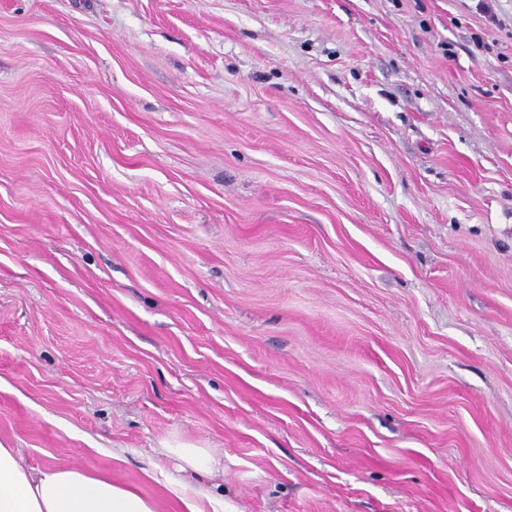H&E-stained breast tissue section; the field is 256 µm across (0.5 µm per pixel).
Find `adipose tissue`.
Returning <instances> with one entry per match:
<instances>
[{
  "label": "adipose tissue",
  "instance_id": "adipose-tissue-1",
  "mask_svg": "<svg viewBox=\"0 0 512 512\" xmlns=\"http://www.w3.org/2000/svg\"><path fill=\"white\" fill-rule=\"evenodd\" d=\"M0 512H154L134 491L91 472L50 466L26 469L18 451L0 444Z\"/></svg>",
  "mask_w": 512,
  "mask_h": 512
}]
</instances>
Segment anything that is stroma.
Segmentation results:
<instances>
[{
    "label": "stroma",
    "instance_id": "stroma-1",
    "mask_svg": "<svg viewBox=\"0 0 512 512\" xmlns=\"http://www.w3.org/2000/svg\"><path fill=\"white\" fill-rule=\"evenodd\" d=\"M476 4L0 0V443L155 512H512ZM165 451L176 457L182 463V470H191L194 473H210L213 471L215 460L204 449L188 444L166 446Z\"/></svg>",
    "mask_w": 512,
    "mask_h": 512
}]
</instances>
